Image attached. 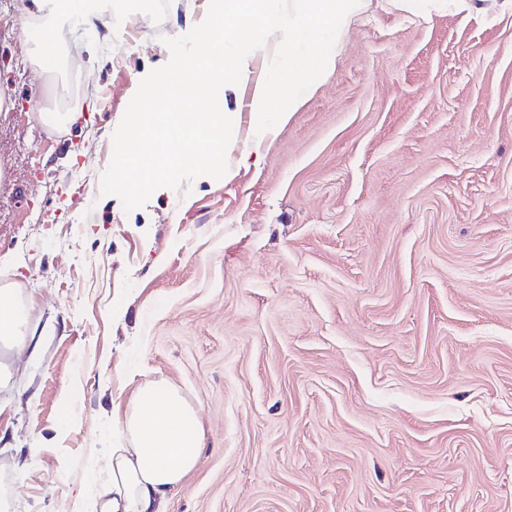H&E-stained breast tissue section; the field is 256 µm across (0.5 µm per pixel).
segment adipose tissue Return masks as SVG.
I'll return each mask as SVG.
<instances>
[{
  "label": "adipose tissue",
  "instance_id": "1",
  "mask_svg": "<svg viewBox=\"0 0 512 512\" xmlns=\"http://www.w3.org/2000/svg\"><path fill=\"white\" fill-rule=\"evenodd\" d=\"M26 306L18 289H0V340L26 345ZM121 424L127 447L113 449L107 473L89 499L87 512H165L200 458L197 411L174 390L143 387Z\"/></svg>",
  "mask_w": 512,
  "mask_h": 512
}]
</instances>
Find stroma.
<instances>
[{"label": "stroma", "mask_w": 512, "mask_h": 512, "mask_svg": "<svg viewBox=\"0 0 512 512\" xmlns=\"http://www.w3.org/2000/svg\"><path fill=\"white\" fill-rule=\"evenodd\" d=\"M0 28V284L34 350L0 347V495L80 512L137 388L201 422L166 512H512V8L370 0L333 72L258 136L228 93L235 176L102 193L164 37L206 0H95L56 77ZM67 131L37 115L57 88Z\"/></svg>", "instance_id": "stroma-1"}]
</instances>
